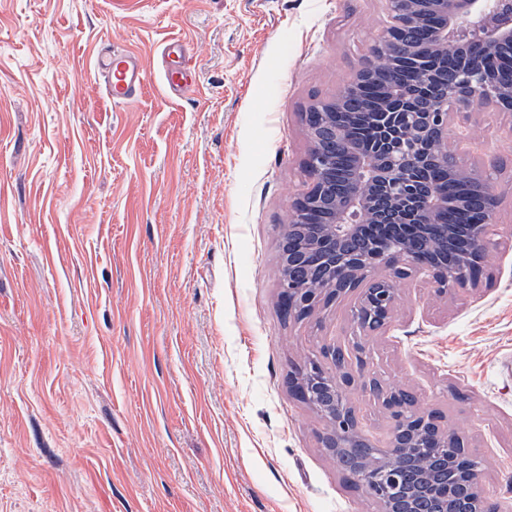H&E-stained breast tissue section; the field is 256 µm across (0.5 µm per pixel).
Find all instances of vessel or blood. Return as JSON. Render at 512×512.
Returning <instances> with one entry per match:
<instances>
[{
  "instance_id": "vessel-or-blood-1",
  "label": "vessel or blood",
  "mask_w": 512,
  "mask_h": 512,
  "mask_svg": "<svg viewBox=\"0 0 512 512\" xmlns=\"http://www.w3.org/2000/svg\"><path fill=\"white\" fill-rule=\"evenodd\" d=\"M91 76L114 103L134 100L141 92L146 71L134 54L110 50L97 53Z\"/></svg>"
}]
</instances>
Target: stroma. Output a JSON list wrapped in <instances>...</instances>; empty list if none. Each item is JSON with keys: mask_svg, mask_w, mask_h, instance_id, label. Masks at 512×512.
<instances>
[{"mask_svg": "<svg viewBox=\"0 0 512 512\" xmlns=\"http://www.w3.org/2000/svg\"><path fill=\"white\" fill-rule=\"evenodd\" d=\"M385 20L383 0H0V512H378L288 389L292 362L350 342L355 299L285 320L276 270L302 114ZM105 48L145 66L135 100L91 82ZM451 122L512 238V112ZM365 345L485 459L483 497L512 500V249L448 295L409 279ZM350 398L386 442L375 396Z\"/></svg>", "mask_w": 512, "mask_h": 512, "instance_id": "obj_1", "label": "stroma"}]
</instances>
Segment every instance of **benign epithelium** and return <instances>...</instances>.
<instances>
[{"instance_id": "7a95c632", "label": "benign epithelium", "mask_w": 512, "mask_h": 512, "mask_svg": "<svg viewBox=\"0 0 512 512\" xmlns=\"http://www.w3.org/2000/svg\"><path fill=\"white\" fill-rule=\"evenodd\" d=\"M387 20L370 47L369 54L354 76L331 99L312 104L303 113L309 131L311 148L305 160L309 180L305 189L290 205V216L281 232V249L285 258L278 267L277 286L280 299L288 308V316L304 320L331 307L340 298L354 294L352 309L353 350L357 368L349 364L345 351L336 343H327L303 358L289 374L291 396L303 403L329 395L327 421L322 433L324 447L332 454L338 448L365 449L363 461L377 454L399 468L390 476L395 484L388 512H425L432 499H448V481L439 473L459 464L467 465L471 454L461 443L462 437L442 424L439 412L410 410L402 401L400 390L383 388L374 376L364 377L368 350L365 337L387 330L391 325L399 300L400 285L414 274L426 275L436 291L448 293L460 285H477L485 273L492 245L498 199L486 179L477 173L471 178L477 184L484 207L471 224L460 229L452 224L437 223V212L454 208L468 213L467 200H448L439 188L426 185L416 224H399L393 216L402 202L416 200L420 188L414 178L420 162L415 155L416 143L429 138L436 155H448L450 107L472 100L484 101L503 110H512V87L490 83L482 66H462L447 75V95L444 101L424 112H413L404 101L396 109L384 106L373 113L383 129L408 127V140L394 143L383 140L373 151L358 155V170L365 173L367 189L352 181L343 202L336 201L331 188L336 165L335 151L321 135L329 118L342 106L352 85L361 82L372 70V58L382 56L395 64L408 58L414 63L421 79L431 76L427 56L454 47L448 40V26L463 29L485 27L487 43L480 46L492 51L505 44L512 45V22H496L499 13H512V0H384ZM432 8L447 19V26L437 32L435 43L424 49L411 42L398 43L390 39L394 30H408L425 19ZM325 205L332 212L331 222L314 225L304 247L295 253L288 251L291 238L305 229L304 216L309 209ZM353 211L364 213L369 224H354L349 219ZM431 234L444 242L459 235L467 246L457 261L449 267L422 264L409 244V238ZM297 267L308 277V284L296 282L289 269ZM361 387L381 395L382 406L393 420L386 448L373 443L364 433L348 393ZM460 441L462 451L450 460H423L411 454V449L430 443L434 435ZM470 481L473 501L462 500L460 512H500L499 506L483 499L478 491L479 471L471 468Z\"/></svg>"}]
</instances>
